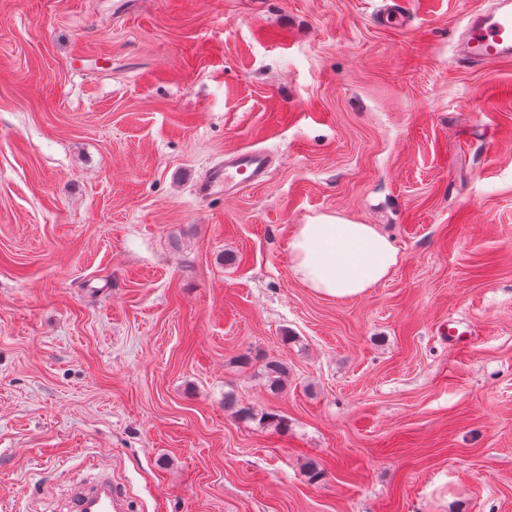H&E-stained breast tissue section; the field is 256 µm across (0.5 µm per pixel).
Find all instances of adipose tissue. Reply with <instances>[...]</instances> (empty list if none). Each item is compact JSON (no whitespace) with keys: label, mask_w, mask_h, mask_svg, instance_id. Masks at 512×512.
Instances as JSON below:
<instances>
[{"label":"adipose tissue","mask_w":512,"mask_h":512,"mask_svg":"<svg viewBox=\"0 0 512 512\" xmlns=\"http://www.w3.org/2000/svg\"><path fill=\"white\" fill-rule=\"evenodd\" d=\"M291 269L314 293L339 300L366 294L386 280L398 262L397 251L376 225L340 215H318L294 225Z\"/></svg>","instance_id":"obj_1"}]
</instances>
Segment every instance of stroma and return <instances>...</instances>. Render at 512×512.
Listing matches in <instances>:
<instances>
[{"label":"stroma","mask_w":512,"mask_h":512,"mask_svg":"<svg viewBox=\"0 0 512 512\" xmlns=\"http://www.w3.org/2000/svg\"><path fill=\"white\" fill-rule=\"evenodd\" d=\"M492 2L0 0V512L97 469L132 512H512V59L456 53ZM243 148L268 180L199 198ZM336 213L398 251L352 300L289 259Z\"/></svg>","instance_id":"stroma-1"}]
</instances>
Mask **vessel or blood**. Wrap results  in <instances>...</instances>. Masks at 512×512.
<instances>
[{
    "label": "vessel or blood",
    "instance_id": "b4317fda",
    "mask_svg": "<svg viewBox=\"0 0 512 512\" xmlns=\"http://www.w3.org/2000/svg\"><path fill=\"white\" fill-rule=\"evenodd\" d=\"M459 55L471 63H487L512 57V0H497L487 12L468 14L459 43ZM270 172L269 156L261 149L225 153L196 185L199 197L216 192L234 194L264 181ZM67 512H126L121 490L108 473L91 485H76L69 492Z\"/></svg>",
    "mask_w": 512,
    "mask_h": 512
}]
</instances>
